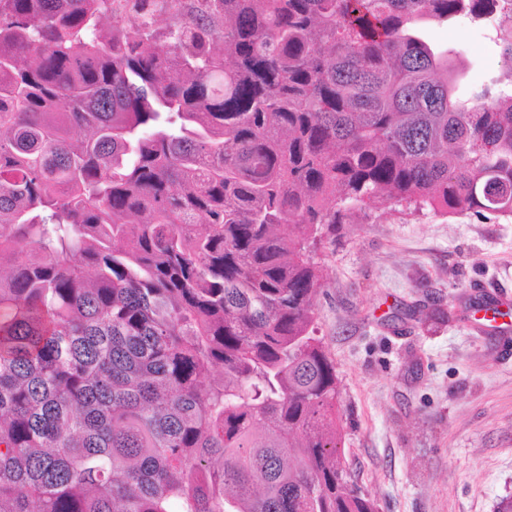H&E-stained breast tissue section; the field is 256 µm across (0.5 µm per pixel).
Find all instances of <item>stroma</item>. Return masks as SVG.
<instances>
[{
    "label": "stroma",
    "mask_w": 512,
    "mask_h": 512,
    "mask_svg": "<svg viewBox=\"0 0 512 512\" xmlns=\"http://www.w3.org/2000/svg\"><path fill=\"white\" fill-rule=\"evenodd\" d=\"M429 31L472 77L502 74L468 23ZM315 260L354 481L379 512H499L512 499V359L461 308L512 298V223L373 210L324 230Z\"/></svg>",
    "instance_id": "35a3bbf8"
}]
</instances>
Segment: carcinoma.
<instances>
[{"label": "carcinoma", "mask_w": 512, "mask_h": 512, "mask_svg": "<svg viewBox=\"0 0 512 512\" xmlns=\"http://www.w3.org/2000/svg\"><path fill=\"white\" fill-rule=\"evenodd\" d=\"M0 0V512H377L325 225L512 222V0ZM429 31L436 41L462 49V54L454 59L455 64L472 77L483 79L488 75L499 76L507 72L501 66L494 44L465 21L451 27L430 25Z\"/></svg>", "instance_id": "cac0c4a2"}]
</instances>
